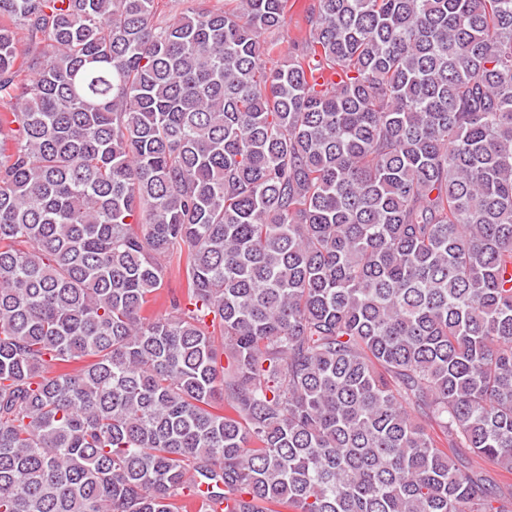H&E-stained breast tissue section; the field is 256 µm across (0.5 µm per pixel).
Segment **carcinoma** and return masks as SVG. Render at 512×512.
Wrapping results in <instances>:
<instances>
[{
    "mask_svg": "<svg viewBox=\"0 0 512 512\" xmlns=\"http://www.w3.org/2000/svg\"><path fill=\"white\" fill-rule=\"evenodd\" d=\"M233 2L0 0V512H512V0ZM166 3L162 8L161 12H157L155 15V22H169L176 19L181 12L187 7H206V8H224V3L229 2L228 0H197L195 2H187L183 0H161L160 3ZM291 5L288 11L287 24L279 31L267 35L262 34L261 38L265 40H273L280 44L282 58L292 51L293 43L299 39L309 28L307 22L310 7L314 0H288Z\"/></svg>",
    "mask_w": 512,
    "mask_h": 512,
    "instance_id": "carcinoma-1",
    "label": "carcinoma"
}]
</instances>
